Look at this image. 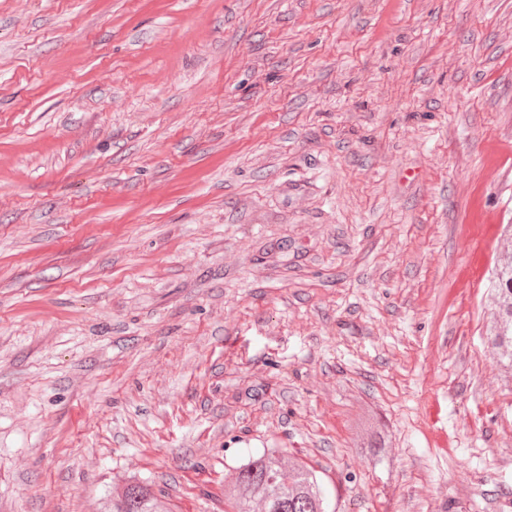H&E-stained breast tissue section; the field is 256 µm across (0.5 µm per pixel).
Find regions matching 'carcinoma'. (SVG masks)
I'll list each match as a JSON object with an SVG mask.
<instances>
[{
    "label": "carcinoma",
    "mask_w": 512,
    "mask_h": 512,
    "mask_svg": "<svg viewBox=\"0 0 512 512\" xmlns=\"http://www.w3.org/2000/svg\"><path fill=\"white\" fill-rule=\"evenodd\" d=\"M492 317L487 348L501 371L512 376V224L489 279ZM229 512H335L320 472L281 448H265L233 466L224 480ZM106 512H168L147 482L129 476Z\"/></svg>",
    "instance_id": "1"
}]
</instances>
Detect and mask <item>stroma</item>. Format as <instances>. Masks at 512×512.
<instances>
[{"instance_id":"stroma-1","label":"stroma","mask_w":512,"mask_h":512,"mask_svg":"<svg viewBox=\"0 0 512 512\" xmlns=\"http://www.w3.org/2000/svg\"><path fill=\"white\" fill-rule=\"evenodd\" d=\"M512 0H0V512L137 475L224 512L284 448L336 512H512L484 344ZM370 414L388 460L364 458Z\"/></svg>"}]
</instances>
